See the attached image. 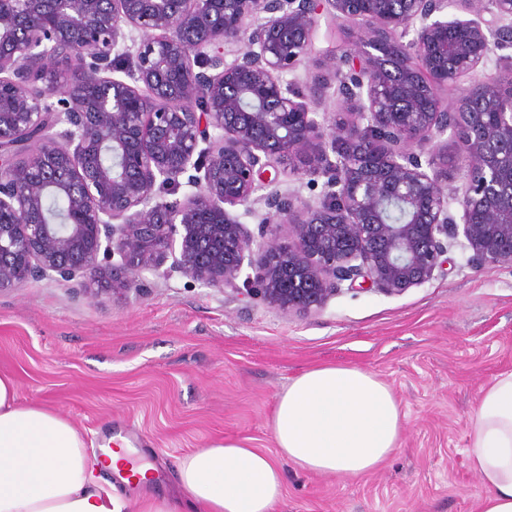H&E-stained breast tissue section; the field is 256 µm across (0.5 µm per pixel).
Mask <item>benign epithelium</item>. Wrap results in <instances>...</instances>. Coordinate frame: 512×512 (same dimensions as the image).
Masks as SVG:
<instances>
[{"label": "benign epithelium", "instance_id": "benign-epithelium-1", "mask_svg": "<svg viewBox=\"0 0 512 512\" xmlns=\"http://www.w3.org/2000/svg\"><path fill=\"white\" fill-rule=\"evenodd\" d=\"M323 12L358 29L329 56L339 120L317 112L329 84L285 79ZM511 44L512 0H0V290L50 278L109 298L171 258L203 286L309 315L345 281L423 285L454 243L475 268L512 266L504 86L476 80L451 108L440 94ZM302 149L327 180L297 208L265 174ZM448 156L460 193L437 167ZM191 169L194 191L160 199ZM259 201L288 241L232 213Z\"/></svg>", "mask_w": 512, "mask_h": 512}]
</instances>
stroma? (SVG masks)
I'll use <instances>...</instances> for the list:
<instances>
[{
  "instance_id": "1",
  "label": "stroma",
  "mask_w": 512,
  "mask_h": 512,
  "mask_svg": "<svg viewBox=\"0 0 512 512\" xmlns=\"http://www.w3.org/2000/svg\"><path fill=\"white\" fill-rule=\"evenodd\" d=\"M306 163L285 160L276 187L314 202L324 179L298 176ZM321 365L374 374L405 413L398 448L373 473L309 472L278 455V396ZM509 371L512 267L473 269L456 245L421 286H346L309 316L205 287L168 262L122 298L92 300L51 279L0 290V373L16 377L20 400L70 420L89 452L117 436L153 465L147 485L103 474L126 512L149 495L179 498L181 458L227 439L276 457L284 491L274 512H479L467 426L482 389Z\"/></svg>"
}]
</instances>
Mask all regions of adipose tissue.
<instances>
[{
	"instance_id": "ef3b65f1",
	"label": "adipose tissue",
	"mask_w": 512,
	"mask_h": 512,
	"mask_svg": "<svg viewBox=\"0 0 512 512\" xmlns=\"http://www.w3.org/2000/svg\"><path fill=\"white\" fill-rule=\"evenodd\" d=\"M403 419L375 375L325 365L280 392L272 433L280 456L298 467L359 477L397 448ZM467 437V459L486 490L480 512H512V372L482 389ZM276 459L236 439L197 449L179 465L182 498L150 497L139 512H273L283 492ZM108 469L151 478L149 467H127L119 454L89 457L75 425L22 403L14 377L0 374V512H124V502L95 482Z\"/></svg>"
}]
</instances>
